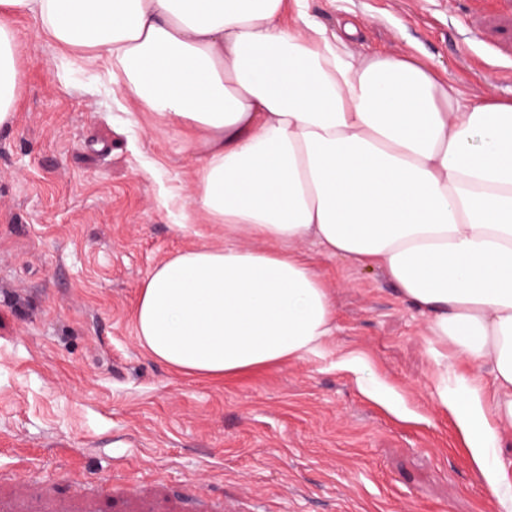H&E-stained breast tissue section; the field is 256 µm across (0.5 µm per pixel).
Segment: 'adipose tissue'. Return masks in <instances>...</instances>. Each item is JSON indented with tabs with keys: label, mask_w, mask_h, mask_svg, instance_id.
<instances>
[{
	"label": "adipose tissue",
	"mask_w": 512,
	"mask_h": 512,
	"mask_svg": "<svg viewBox=\"0 0 512 512\" xmlns=\"http://www.w3.org/2000/svg\"><path fill=\"white\" fill-rule=\"evenodd\" d=\"M17 16L195 135L177 227L203 217L224 244L145 277L134 324L149 354L212 380L320 354L331 293L295 244L381 269L434 345L472 365L452 375L438 360V403L512 512V474L489 464L512 432V100L473 102L415 59L354 54L355 28L328 30L305 0H0V127L20 97Z\"/></svg>",
	"instance_id": "adipose-tissue-1"
}]
</instances>
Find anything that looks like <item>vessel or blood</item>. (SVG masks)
Instances as JSON below:
<instances>
[{"mask_svg":"<svg viewBox=\"0 0 512 512\" xmlns=\"http://www.w3.org/2000/svg\"><path fill=\"white\" fill-rule=\"evenodd\" d=\"M106 490L93 483L35 482L17 485L0 471V512H233L224 498L198 493L185 498L162 485L134 486L122 476L106 478Z\"/></svg>","mask_w":512,"mask_h":512,"instance_id":"vessel-or-blood-1","label":"vessel or blood"}]
</instances>
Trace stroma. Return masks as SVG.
Returning <instances> with one entry per match:
<instances>
[{
    "instance_id": "obj_1",
    "label": "stroma",
    "mask_w": 512,
    "mask_h": 512,
    "mask_svg": "<svg viewBox=\"0 0 512 512\" xmlns=\"http://www.w3.org/2000/svg\"><path fill=\"white\" fill-rule=\"evenodd\" d=\"M352 24L351 51L411 56L477 102L512 99V0H308ZM20 105L0 128V469L95 481L126 470L237 512H499L450 414L425 320L376 269L298 244L336 311L325 354L220 381L186 377L139 343V287L182 233L197 155L186 132L113 91L107 67L15 21ZM349 356L365 368H342ZM391 388L393 405L373 399Z\"/></svg>"
}]
</instances>
